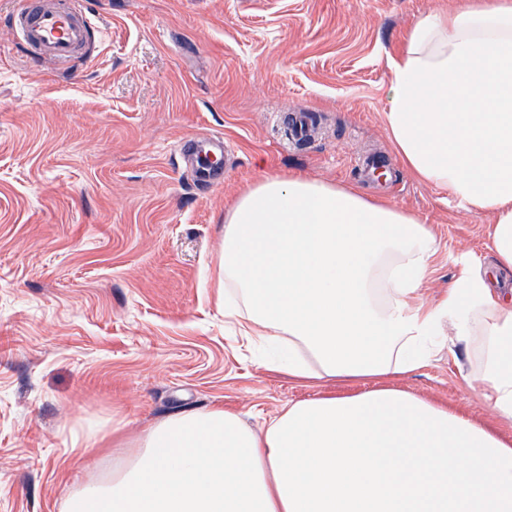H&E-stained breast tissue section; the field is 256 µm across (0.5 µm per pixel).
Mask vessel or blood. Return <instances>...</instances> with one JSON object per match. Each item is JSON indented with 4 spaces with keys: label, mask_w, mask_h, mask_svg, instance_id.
<instances>
[{
    "label": "vessel or blood",
    "mask_w": 512,
    "mask_h": 512,
    "mask_svg": "<svg viewBox=\"0 0 512 512\" xmlns=\"http://www.w3.org/2000/svg\"><path fill=\"white\" fill-rule=\"evenodd\" d=\"M0 25L16 38L35 68L71 69L90 59L99 27L85 6V0H68L65 6L46 0H18ZM229 148L227 140L215 136L203 142L189 141L188 157L198 180L218 182L223 173L221 160Z\"/></svg>",
    "instance_id": "obj_1"
}]
</instances>
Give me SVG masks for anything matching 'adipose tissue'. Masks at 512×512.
<instances>
[{
  "label": "adipose tissue",
  "mask_w": 512,
  "mask_h": 512,
  "mask_svg": "<svg viewBox=\"0 0 512 512\" xmlns=\"http://www.w3.org/2000/svg\"><path fill=\"white\" fill-rule=\"evenodd\" d=\"M385 124L412 178L492 214L512 268V0L420 17L390 55ZM430 225L352 186L270 177L224 214V316L276 348L265 370L326 386L258 430L221 405L128 437L107 419L71 427L107 448L63 512H512V298L458 263L437 297L421 287ZM451 329L491 418L394 387ZM343 393H333V386Z\"/></svg>",
  "instance_id": "1"
}]
</instances>
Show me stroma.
<instances>
[{"label": "stroma", "mask_w": 512, "mask_h": 512, "mask_svg": "<svg viewBox=\"0 0 512 512\" xmlns=\"http://www.w3.org/2000/svg\"><path fill=\"white\" fill-rule=\"evenodd\" d=\"M460 2L86 0L99 55L67 73L32 70L0 30V512H62L97 458L71 449L78 420L135 433L221 404L257 429L319 394L262 369L224 319V213L264 178L351 185L430 225L425 299L461 260L512 290L491 216L409 177L385 125L390 54L416 19ZM297 110L322 131L292 150L275 119ZM212 135L235 152L203 185L183 144ZM369 153L384 181L360 170ZM400 386L487 414L444 348Z\"/></svg>", "instance_id": "obj_1"}]
</instances>
